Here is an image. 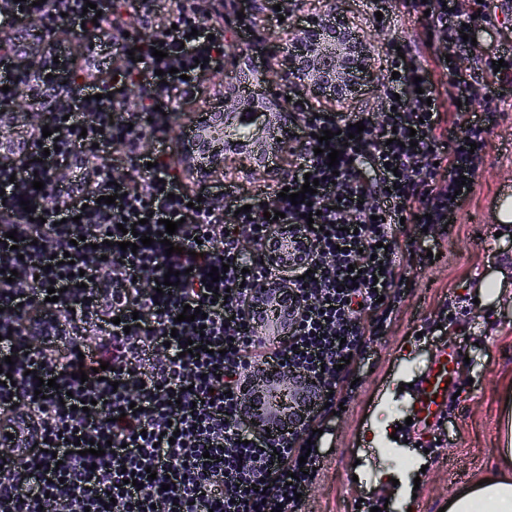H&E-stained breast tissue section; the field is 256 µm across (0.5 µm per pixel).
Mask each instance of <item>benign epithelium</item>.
I'll return each mask as SVG.
<instances>
[{"label": "benign epithelium", "mask_w": 512, "mask_h": 512, "mask_svg": "<svg viewBox=\"0 0 512 512\" xmlns=\"http://www.w3.org/2000/svg\"><path fill=\"white\" fill-rule=\"evenodd\" d=\"M246 58L245 53L237 55L233 70L225 75L224 111L203 125L187 147L189 173L198 179L206 178L214 168L224 164L231 153L246 155L257 169L267 144L288 140V127L294 121L292 110L280 94L271 90L266 73L248 72ZM367 58L368 44L349 26L337 23L336 14L329 9L301 30L296 48L283 61L280 81L293 87L304 99L317 96L336 99L341 94L347 96L357 91ZM252 117L263 119L267 140L232 138L222 145L214 142L217 127L234 118L240 125H249ZM286 294V282L254 292L252 309L256 312L254 327L258 334H268L269 326L276 327L274 334H279L288 321V309L282 302ZM298 375L295 368L285 366L252 380L242 400V417L276 433L291 431V422L305 417L310 408L308 393Z\"/></svg>", "instance_id": "obj_1"}]
</instances>
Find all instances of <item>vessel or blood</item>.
I'll use <instances>...</instances> for the list:
<instances>
[{
	"mask_svg": "<svg viewBox=\"0 0 512 512\" xmlns=\"http://www.w3.org/2000/svg\"><path fill=\"white\" fill-rule=\"evenodd\" d=\"M459 352L439 346L426 374L415 388L414 419L421 430L435 428L442 411L448 405V393L455 385L454 366Z\"/></svg>",
	"mask_w": 512,
	"mask_h": 512,
	"instance_id": "vessel-or-blood-1",
	"label": "vessel or blood"
}]
</instances>
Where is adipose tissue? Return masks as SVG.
Listing matches in <instances>:
<instances>
[{
    "instance_id": "ef3b65f1",
    "label": "adipose tissue",
    "mask_w": 512,
    "mask_h": 512,
    "mask_svg": "<svg viewBox=\"0 0 512 512\" xmlns=\"http://www.w3.org/2000/svg\"><path fill=\"white\" fill-rule=\"evenodd\" d=\"M500 454L502 467L489 472L487 483L467 487L453 497L448 512H512V407L505 413Z\"/></svg>"
}]
</instances>
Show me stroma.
<instances>
[{"instance_id":"1","label":"stroma","mask_w":512,"mask_h":512,"mask_svg":"<svg viewBox=\"0 0 512 512\" xmlns=\"http://www.w3.org/2000/svg\"><path fill=\"white\" fill-rule=\"evenodd\" d=\"M494 2L496 7L487 17L472 23L476 46L457 59L454 72L439 87L442 126L459 130L479 114L476 105L460 111L457 102L464 86L479 56L512 44V0ZM330 7L367 36L370 56L361 90L340 103L318 99V106L326 111L353 113L376 101L389 58L387 46L370 34L377 20L402 16L404 26L395 38L408 56L424 61L438 53L437 45L426 42L427 20L412 0H383L377 15L367 0H306L303 12L286 17L281 26L257 30L253 41L237 40L234 48L252 53L272 45L288 46L310 20ZM50 52L63 67L102 55L105 62L98 76L103 84L122 65L109 45L77 40L61 28L47 44L29 37V60ZM223 100L224 83L219 76L211 70L199 75L193 96L181 112L169 117L167 137L153 142V150H164L173 163H180L183 126L199 114L217 110ZM485 128L482 164L453 222L446 229L427 232L406 224L398 235L399 251L408 258V283L367 317L372 335L363 359L353 369L357 382L337 394L344 408L329 416L322 435L315 438L311 455L318 466L295 512H370L372 503L395 498L397 488L391 481L370 485L362 480L367 467L398 471L405 481H419L411 512H439L462 487L498 463L500 419L512 403V223L497 230L490 223L495 202L512 188V107L492 113ZM268 158V167L256 173L246 171L238 160H227L206 181L211 197H219L220 185L231 179L243 199L272 191L296 156L280 147L270 151ZM496 276L503 279L499 299L490 306L478 303L479 285ZM444 343L458 347L465 360L455 367L459 394L439 435L416 444L395 442L404 454L426 465V472L417 476L390 449L372 445L369 436L379 410H390L396 425L412 416L413 406L401 387L427 371L436 348Z\"/></svg>"}]
</instances>
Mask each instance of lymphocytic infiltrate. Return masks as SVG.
Segmentation results:
<instances>
[{"label":"lymphocytic infiltrate","mask_w":512,"mask_h":512,"mask_svg":"<svg viewBox=\"0 0 512 512\" xmlns=\"http://www.w3.org/2000/svg\"><path fill=\"white\" fill-rule=\"evenodd\" d=\"M243 7L242 0L181 2L173 30L160 35L155 0H136L132 22L121 0H0V17H10L16 31L34 15L70 28L102 16L113 54L124 61L105 104L67 103L65 84L47 81L46 96L59 102L47 126L52 135L33 128L20 165L0 167V308L26 321L0 324V431L10 433L0 446L12 455L0 468V512H275L279 506L291 512L288 494L304 492L315 465L302 450L305 431L271 438L253 431L240 418L244 382L281 362L302 369L319 394L312 419L322 420L367 344L364 313L378 310V297L406 280L396 245L402 222L428 215L433 223H450L456 190L478 171L481 156L469 146L484 143L482 122L461 134L439 125L435 68L442 58L413 64L392 56L368 111L325 118L312 104L298 106L297 162L276 186L295 193L307 177L319 185L310 203L286 199L278 206L300 233L292 259L297 275L288 282L296 298L294 328L275 343L256 336L252 293L280 278L267 259L276 236L259 199L227 223L233 194L224 193L220 205L199 199L166 153L138 150L142 138L167 132L155 112L180 111L203 67L223 61L224 30L238 24ZM426 7L429 29L449 55L468 53L461 31L481 15L480 0H427ZM156 42L160 60L152 55ZM499 59L504 67L494 68ZM505 83H512V52L496 51L480 59L468 100L482 111H500L506 98L498 87ZM131 84L139 87L140 108L113 123L112 113L126 112ZM357 122L365 129L349 138L347 128ZM326 130L330 147L340 152L335 168L318 150ZM95 146L123 155L139 186L110 185L103 168L87 166ZM65 159L82 168L79 179L59 195L34 189V181L50 182ZM440 162L448 165L444 181L436 178ZM310 209L316 216L309 222ZM165 219L179 224L169 237L172 255L157 240ZM122 222L152 245L121 250ZM248 240L255 251L246 250ZM63 255L68 263H60ZM224 263L229 269L218 287L226 295L208 297L205 277ZM171 269L180 283L170 293L138 287V279L160 280ZM10 270L17 273L11 283ZM51 287L59 289L58 301H47ZM188 306L200 308L201 317L178 321ZM189 340L209 344L210 352L187 353ZM81 370L87 380L77 379ZM42 378L57 388L38 399ZM91 400L99 419L79 408ZM92 443L104 446V455L88 454ZM130 473L136 484L126 483Z\"/></svg>","instance_id":"f902f5d3"}]
</instances>
